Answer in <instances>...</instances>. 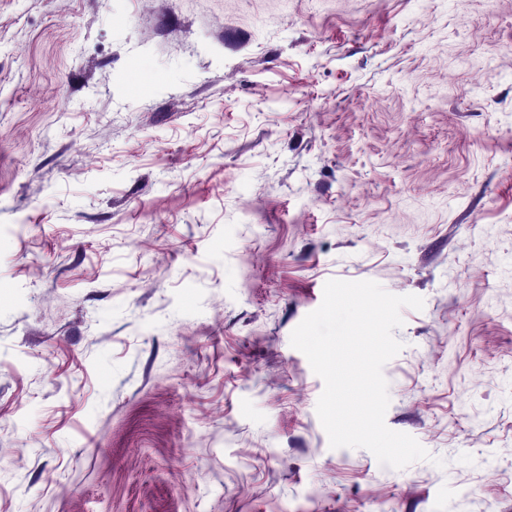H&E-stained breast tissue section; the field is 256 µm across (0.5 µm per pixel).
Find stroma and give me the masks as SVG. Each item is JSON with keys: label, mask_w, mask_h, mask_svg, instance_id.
<instances>
[{"label": "stroma", "mask_w": 512, "mask_h": 512, "mask_svg": "<svg viewBox=\"0 0 512 512\" xmlns=\"http://www.w3.org/2000/svg\"><path fill=\"white\" fill-rule=\"evenodd\" d=\"M331 279L430 460L330 448ZM0 512H512V0H0Z\"/></svg>", "instance_id": "35a3bbf8"}]
</instances>
